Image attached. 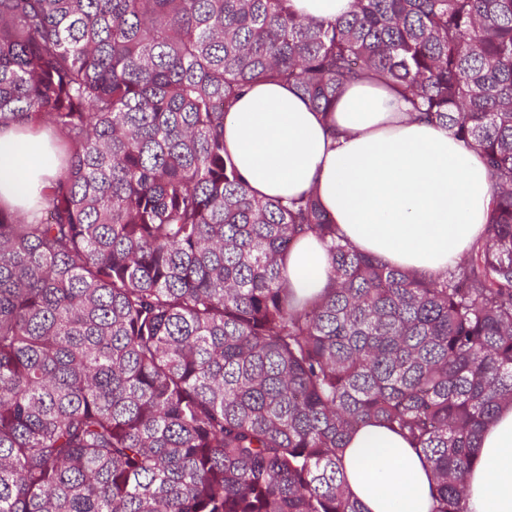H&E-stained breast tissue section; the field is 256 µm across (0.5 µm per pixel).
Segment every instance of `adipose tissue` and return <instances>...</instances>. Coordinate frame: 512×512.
Wrapping results in <instances>:
<instances>
[{"mask_svg": "<svg viewBox=\"0 0 512 512\" xmlns=\"http://www.w3.org/2000/svg\"><path fill=\"white\" fill-rule=\"evenodd\" d=\"M224 146L252 194L315 192L328 217L360 252L427 276H442L481 238L493 192L479 153L440 125L417 120L378 80L347 86L331 117L293 88L253 86L224 123ZM57 161L49 139L0 130V201L28 210L50 187ZM329 259L314 237L298 239L288 278L299 296L327 285ZM479 462L465 512H512V405L477 442ZM364 512H431L435 478L398 433L362 426L341 460Z\"/></svg>", "mask_w": 512, "mask_h": 512, "instance_id": "obj_1", "label": "adipose tissue"}]
</instances>
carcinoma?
Masks as SVG:
<instances>
[{
  "instance_id": "1",
  "label": "carcinoma",
  "mask_w": 512,
  "mask_h": 512,
  "mask_svg": "<svg viewBox=\"0 0 512 512\" xmlns=\"http://www.w3.org/2000/svg\"><path fill=\"white\" fill-rule=\"evenodd\" d=\"M377 78L483 156V237L442 277L254 196L224 120L258 82L334 111ZM49 128L37 215L0 205V512H363L340 463L376 421L463 512L512 404V0H0V127ZM330 257L300 301L295 241ZM354 0H289L292 12L303 18L334 21L349 13Z\"/></svg>"
}]
</instances>
